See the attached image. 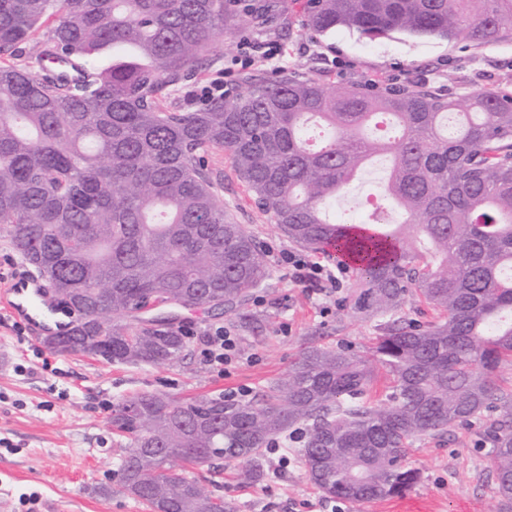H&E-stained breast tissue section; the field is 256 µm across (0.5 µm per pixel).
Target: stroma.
I'll return each instance as SVG.
<instances>
[{
    "label": "stroma",
    "mask_w": 512,
    "mask_h": 512,
    "mask_svg": "<svg viewBox=\"0 0 512 512\" xmlns=\"http://www.w3.org/2000/svg\"><path fill=\"white\" fill-rule=\"evenodd\" d=\"M253 2L275 5L274 19L218 33L205 68L182 82L171 102L186 110L201 108L194 92L218 77L228 98L258 75L380 88L408 87L422 79L450 96L512 84V41L478 46L403 33L374 40L345 29L318 34L305 27L303 0ZM203 167L219 188L225 212L254 236L270 275L229 311H179L177 327L193 334L178 363H106L54 352L0 303V498L11 500L12 512H149L115 487L124 450L112 436L113 403L143 391L181 398L242 392L251 398L286 374L306 348L344 344L364 352L380 335L382 318L365 317L354 308L360 285L352 267L341 266L334 252L304 249L277 232L223 149H209ZM384 175V161L372 163L330 205L328 217L360 222ZM286 252L341 266L335 296L313 294L293 281L281 261ZM217 327L236 336L240 351L223 375L202 355L204 334ZM46 359L51 369H43ZM485 427V421H475L440 437L415 439L407 463L419 471V483L403 496L360 507L327 497L310 482L298 455L301 443L294 438L287 443V467L279 468L278 454L266 453L258 480L242 481L231 464L216 476L205 468L196 475L203 484H215L226 512H502L492 489Z\"/></svg>",
    "instance_id": "stroma-1"
}]
</instances>
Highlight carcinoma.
Listing matches in <instances>:
<instances>
[{
	"mask_svg": "<svg viewBox=\"0 0 512 512\" xmlns=\"http://www.w3.org/2000/svg\"><path fill=\"white\" fill-rule=\"evenodd\" d=\"M303 10L319 33L512 39V0H305ZM239 16L270 18L242 0H0V229L83 324L75 339L45 337L51 349L173 364L185 337L142 311L231 309L265 281L254 237L203 173L213 147L290 241L355 266L357 310L391 316L367 354L308 348L248 402L120 400L112 432L128 451L118 490L151 512H224L192 469L222 460L258 479L264 449L291 429L326 496L380 501L418 483L405 463L414 439L498 410L487 429L494 493L512 512V391L494 379L512 363V94L485 87L451 98L423 85L370 91L284 75L199 110L163 107ZM50 19L36 59L86 65L78 82L6 61ZM104 56L112 64L99 70ZM312 119L321 147L305 137ZM378 156L389 159L385 206L363 224L328 220L332 200ZM412 294L438 320L393 318Z\"/></svg>",
	"mask_w": 512,
	"mask_h": 512,
	"instance_id": "carcinoma-1",
	"label": "carcinoma"
}]
</instances>
